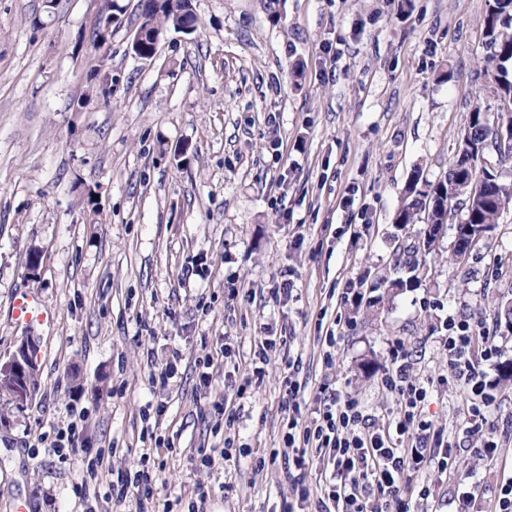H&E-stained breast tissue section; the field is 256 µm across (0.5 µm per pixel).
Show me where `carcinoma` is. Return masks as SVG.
<instances>
[{"mask_svg": "<svg viewBox=\"0 0 512 512\" xmlns=\"http://www.w3.org/2000/svg\"><path fill=\"white\" fill-rule=\"evenodd\" d=\"M143 8L139 13L141 26L154 32L168 28L178 29L194 25L197 17L187 0H141ZM121 7L116 0H106V6L97 21L96 39L104 43L112 24L118 21ZM485 47L488 50L485 72L497 98L500 113L512 116V71L506 63L512 61V0H488L482 18ZM495 138L492 120L486 117L482 106L474 107L468 115L467 124L461 134L455 158L448 172L436 181L423 178L420 171H414L404 191L403 203L395 223L406 227L422 222L426 225L424 235L435 236L448 224L450 211L448 199L461 197L456 209L464 212L462 224H487L493 226L503 211L512 205V187L501 183L492 174L486 179L483 192L473 196L461 193L464 181L479 173L477 147ZM418 251L409 252L403 265L413 275L406 280L396 278L388 281L390 288H410L418 281L420 263Z\"/></svg>", "mask_w": 512, "mask_h": 512, "instance_id": "obj_1", "label": "carcinoma"}]
</instances>
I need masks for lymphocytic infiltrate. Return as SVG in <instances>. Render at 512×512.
<instances>
[{"label": "lymphocytic infiltrate", "instance_id": "1", "mask_svg": "<svg viewBox=\"0 0 512 512\" xmlns=\"http://www.w3.org/2000/svg\"><path fill=\"white\" fill-rule=\"evenodd\" d=\"M477 338L485 345V359L498 356L494 337L481 323L466 320L449 336L448 352L455 378L481 393L486 384L471 356ZM388 358L381 383L400 404L391 433L366 431L367 419L358 400L337 393L320 397L310 414H303L297 401L301 385L286 380L290 404L281 446L286 450L292 496L282 502L280 512H297V504L308 501L313 504L311 512H411L404 492L413 473L432 466L447 470L452 445L423 415L428 388L413 376L411 354L397 341ZM317 458L326 460L330 474L320 496L314 498L305 478Z\"/></svg>", "mask_w": 512, "mask_h": 512}]
</instances>
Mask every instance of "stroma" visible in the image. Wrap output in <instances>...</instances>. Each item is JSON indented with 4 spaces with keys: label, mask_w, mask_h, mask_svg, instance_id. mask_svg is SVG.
<instances>
[{
    "label": "stroma",
    "mask_w": 512,
    "mask_h": 512,
    "mask_svg": "<svg viewBox=\"0 0 512 512\" xmlns=\"http://www.w3.org/2000/svg\"><path fill=\"white\" fill-rule=\"evenodd\" d=\"M117 2L104 95L89 50L104 0H0V364L32 336L40 373L27 407L0 398V512H136L115 506L105 475L87 502L75 496L99 454L131 470L149 455L156 512L201 484L208 512H278L291 487L259 460L281 443L289 363L306 400L352 395L384 430L399 410L381 385L396 341L430 385L426 416L456 446L447 472L419 474L433 494L412 497L413 512H453L471 482L494 512L512 476V382H498L512 329L496 317L512 301V207L459 267L450 226L419 283H383L424 237L395 222L412 172L443 176L470 110H498L483 74L487 0H193L197 30L164 31L149 61L128 51L138 0ZM286 281L291 297L274 299ZM20 291L49 323L12 319ZM463 319L501 350L479 364L480 396L457 384L444 346ZM331 328L342 341L327 365ZM261 336L274 344L248 387ZM169 365V383H151ZM486 396L488 463L467 429ZM218 402L252 454L201 470L198 449L224 445ZM67 428L77 453L38 440Z\"/></svg>",
    "instance_id": "35a3bbf8"
}]
</instances>
